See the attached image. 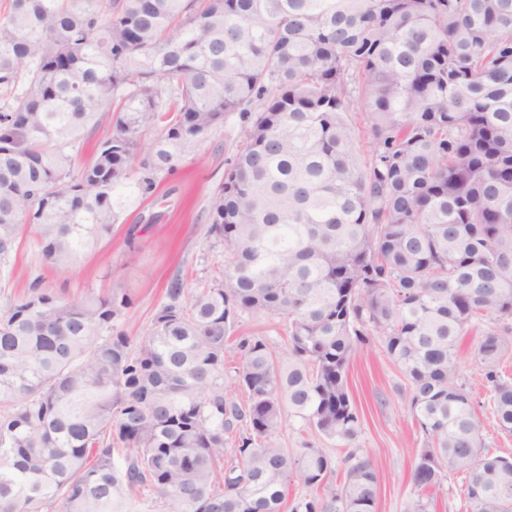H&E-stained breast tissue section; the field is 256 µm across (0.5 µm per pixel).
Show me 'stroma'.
Wrapping results in <instances>:
<instances>
[{
	"instance_id": "1",
	"label": "stroma",
	"mask_w": 512,
	"mask_h": 512,
	"mask_svg": "<svg viewBox=\"0 0 512 512\" xmlns=\"http://www.w3.org/2000/svg\"><path fill=\"white\" fill-rule=\"evenodd\" d=\"M238 117L214 131L199 153L163 181L148 199L128 197L112 238L95 251L84 253L67 270H53L42 261L34 238L22 234L7 275L0 284L19 297L35 280L73 297L94 291H116L132 300L120 321L121 329L138 338L149 327L164 302L172 279L198 291L222 277L224 259L208 234L209 202L224 181V172L236 152ZM138 227L135 247L126 244L127 231ZM238 336L261 334L278 357L287 355V337L280 319L264 314L243 315L234 327ZM474 334L459 341L460 377L465 382L480 422L484 451L512 456V433L500 429L487 401L479 363L473 355ZM350 390L362 417L354 445L327 437L293 417H284L279 430L282 447L294 452L310 443L323 449L336 465V480H343L344 459L351 447L371 458L380 483L376 512H408L414 498L412 472L423 446V436L409 410L406 381L380 345L361 352L351 362Z\"/></svg>"
}]
</instances>
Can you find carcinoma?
Segmentation results:
<instances>
[{
  "mask_svg": "<svg viewBox=\"0 0 512 512\" xmlns=\"http://www.w3.org/2000/svg\"><path fill=\"white\" fill-rule=\"evenodd\" d=\"M0 13V273L24 229L70 268L236 114L210 204L224 278L176 279L137 341L125 294L36 283L0 305V512H375L378 474L278 441L284 414L343 442L347 386L378 342L423 436L409 512L447 473L468 512H512V458L481 452L458 383L477 333L499 427L512 432V0H6ZM367 114L363 151L351 113ZM111 114L93 160L75 156ZM152 141H143L149 130ZM246 313L281 319L224 350ZM238 431L224 462L225 435ZM294 481L307 494L287 503ZM262 334L267 338L280 360L287 356V338L284 332V324L280 319L264 314L242 315L234 327L231 341L237 336H250ZM238 364V354L236 353V349L233 346H229L224 354V382L228 393L233 397V399L241 404L242 406L247 405V397L248 395L244 391H239L234 387L233 383V375H234V367Z\"/></svg>",
  "mask_w": 512,
  "mask_h": 512,
  "instance_id": "cac0c4a2",
  "label": "carcinoma"
}]
</instances>
